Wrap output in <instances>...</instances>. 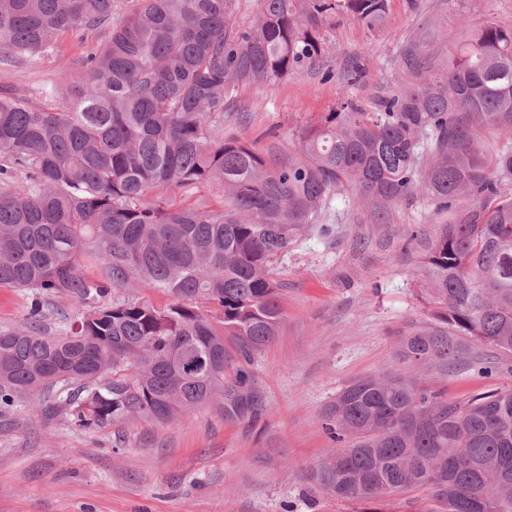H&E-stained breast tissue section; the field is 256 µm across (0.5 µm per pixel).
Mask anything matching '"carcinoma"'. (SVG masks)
<instances>
[{"label":"carcinoma","instance_id":"obj_1","mask_svg":"<svg viewBox=\"0 0 512 512\" xmlns=\"http://www.w3.org/2000/svg\"><path fill=\"white\" fill-rule=\"evenodd\" d=\"M114 0H0L4 61L58 51L72 32L109 29L68 75L54 105L0 92V288H27L86 307L64 336L35 326L0 329V415L71 387L73 423L170 421L225 395L230 416L255 410L251 393L224 394V369L276 335L283 318L273 268L317 226L346 183L393 201L421 187L464 218L421 241L418 298L431 322L400 341L403 360L479 366L492 346L512 356V196L492 173L512 175V142L491 151L475 130L512 133V28L471 32L448 67L377 112L342 105L304 130L300 153L271 166L224 137V104L240 83L271 82L313 65L336 10L368 27L387 0H261L246 28L229 0H143L112 23ZM431 158L421 170L424 158ZM23 186H16L17 178ZM208 188L173 209L147 192ZM95 264L94 280L80 261ZM148 285L165 308L109 307L116 288ZM200 348L217 370L188 378L177 355ZM336 441L317 479L339 500L384 503L422 489L428 512H512V388L464 402L398 375L347 385L328 407Z\"/></svg>","mask_w":512,"mask_h":512}]
</instances>
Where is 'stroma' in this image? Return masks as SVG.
Listing matches in <instances>:
<instances>
[{
	"mask_svg": "<svg viewBox=\"0 0 512 512\" xmlns=\"http://www.w3.org/2000/svg\"><path fill=\"white\" fill-rule=\"evenodd\" d=\"M486 23L512 28V0H387L372 28L331 14L321 59L274 82L237 86L224 106V133L268 162L288 159L301 131L340 104L373 112L410 88L408 52L439 67ZM106 37L69 34L58 54L0 64V91L33 99L65 85L70 67ZM460 216L419 191L388 203L352 185L336 191L320 218L326 232L301 236L277 263L283 319L249 367L256 415L225 416L219 397L168 422L85 429L63 410L36 414L18 404L0 416V512H363L313 478L334 446L324 411L345 386L394 372L455 400L512 388L507 369L443 374L399 358L400 337L429 319L417 297L420 243L411 233H434ZM36 300L53 335L83 312L61 296L0 288V328L27 325Z\"/></svg>",
	"mask_w": 512,
	"mask_h": 512,
	"instance_id": "stroma-1",
	"label": "stroma"
}]
</instances>
